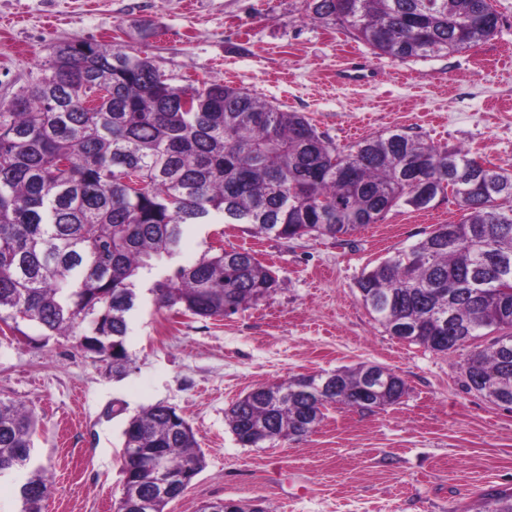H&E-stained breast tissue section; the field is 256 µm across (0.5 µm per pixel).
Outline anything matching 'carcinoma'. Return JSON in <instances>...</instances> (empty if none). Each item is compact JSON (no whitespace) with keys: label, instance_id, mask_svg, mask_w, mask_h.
Masks as SVG:
<instances>
[{"label":"carcinoma","instance_id":"obj_1","mask_svg":"<svg viewBox=\"0 0 512 512\" xmlns=\"http://www.w3.org/2000/svg\"><path fill=\"white\" fill-rule=\"evenodd\" d=\"M314 18L338 24L397 61L476 46L493 29L469 24L496 13L492 0H312ZM430 180L417 195L416 173ZM454 197L457 221L362 272L364 306L391 336L438 353L479 338L464 362L469 391L512 407V170L404 130L340 151L300 112L219 81L176 85L155 60L117 44L71 38L52 45L41 76L0 98V322H35L47 335L83 329L78 346L125 371L126 314L136 280L178 246L182 226L220 212L228 224L292 241L351 236L402 205L425 209ZM278 288L248 249L205 252L150 288L161 308L229 316ZM372 369L258 385L226 412L244 447L301 439L322 409L371 410L399 402L393 371L357 393ZM38 422L0 398V478L30 465ZM123 467L145 448H167L170 476L191 477L205 459L176 409L153 405L123 430ZM51 484L42 467L19 487L21 512H43ZM169 500L123 487L126 512H164ZM480 512H512V494L482 496Z\"/></svg>","mask_w":512,"mask_h":512}]
</instances>
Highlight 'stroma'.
I'll return each instance as SVG.
<instances>
[{"instance_id":"stroma-1","label":"stroma","mask_w":512,"mask_h":512,"mask_svg":"<svg viewBox=\"0 0 512 512\" xmlns=\"http://www.w3.org/2000/svg\"><path fill=\"white\" fill-rule=\"evenodd\" d=\"M309 0H0V97L38 77L53 43H118L156 61L175 84L231 81L300 112L341 149L396 129L512 169V0H494L489 40L427 60L374 54L340 26L312 20ZM157 35L144 33L146 21ZM366 61L374 76L340 72ZM452 196L338 241L284 242L244 224H187L178 248L143 271L127 315L129 363L115 374L74 336L33 323L0 334V397L38 421L36 464L52 474L44 512H114L123 492L127 421L158 403L194 428L206 464L165 512L234 501L263 512H476L489 490L512 493V408L467 391L463 355L390 336L363 305L364 268L459 219ZM251 249L279 287L235 314L200 319L158 307L152 284L209 246ZM377 363L406 384L396 405L328 407L293 441L241 446L225 413L260 384Z\"/></svg>"}]
</instances>
